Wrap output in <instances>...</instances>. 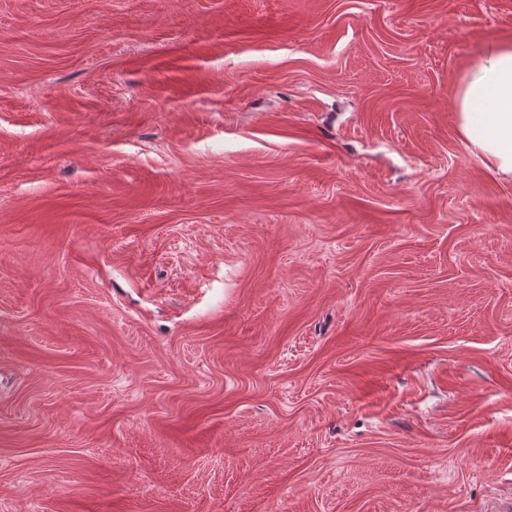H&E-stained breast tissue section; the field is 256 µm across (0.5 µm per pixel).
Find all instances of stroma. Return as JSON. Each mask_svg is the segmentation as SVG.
Masks as SVG:
<instances>
[{
    "label": "stroma",
    "mask_w": 512,
    "mask_h": 512,
    "mask_svg": "<svg viewBox=\"0 0 512 512\" xmlns=\"http://www.w3.org/2000/svg\"><path fill=\"white\" fill-rule=\"evenodd\" d=\"M512 0H0V512L512 497ZM456 122L471 152L512 181V40L493 42L462 75Z\"/></svg>",
    "instance_id": "stroma-1"
}]
</instances>
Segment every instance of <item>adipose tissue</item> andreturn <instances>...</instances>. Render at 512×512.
<instances>
[{
  "label": "adipose tissue",
  "mask_w": 512,
  "mask_h": 512,
  "mask_svg": "<svg viewBox=\"0 0 512 512\" xmlns=\"http://www.w3.org/2000/svg\"><path fill=\"white\" fill-rule=\"evenodd\" d=\"M456 122L471 152L512 181V40L494 42L462 75Z\"/></svg>",
  "instance_id": "obj_1"
}]
</instances>
